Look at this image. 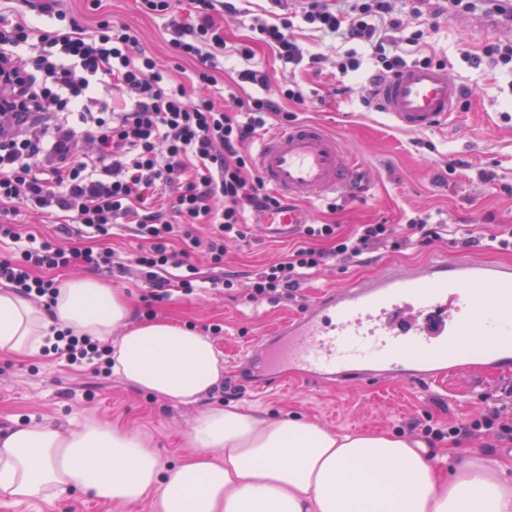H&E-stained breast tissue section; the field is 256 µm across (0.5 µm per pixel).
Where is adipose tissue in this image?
I'll return each mask as SVG.
<instances>
[{
  "label": "adipose tissue",
  "mask_w": 512,
  "mask_h": 512,
  "mask_svg": "<svg viewBox=\"0 0 512 512\" xmlns=\"http://www.w3.org/2000/svg\"><path fill=\"white\" fill-rule=\"evenodd\" d=\"M131 306L91 278L58 284L50 313L0 291V350L34 355L56 330L112 341L113 374L139 390L199 404L224 375L208 336L180 324H130ZM183 462L162 463L134 433L97 422L68 432L0 435V495L54 502L80 491L106 502L155 497L162 512H512V466L432 455L421 442L335 432L258 409H201Z\"/></svg>",
  "instance_id": "1"
}]
</instances>
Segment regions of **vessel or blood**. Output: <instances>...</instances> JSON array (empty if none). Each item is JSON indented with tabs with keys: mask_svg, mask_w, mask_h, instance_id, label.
Wrapping results in <instances>:
<instances>
[{
	"mask_svg": "<svg viewBox=\"0 0 512 512\" xmlns=\"http://www.w3.org/2000/svg\"><path fill=\"white\" fill-rule=\"evenodd\" d=\"M459 88L437 67L411 66L378 87L384 115L398 128L446 124ZM254 165L283 206L258 226L267 239L300 234L304 204L347 187L354 173L341 142L313 122L265 134ZM261 360L266 385L292 372L334 379L433 383L470 368L512 369V268L473 258L435 257L408 272L329 293L244 351Z\"/></svg>",
	"mask_w": 512,
	"mask_h": 512,
	"instance_id": "obj_1",
	"label": "vessel or blood"
}]
</instances>
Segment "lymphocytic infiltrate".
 Returning <instances> with one entry per match:
<instances>
[{"instance_id": "f902f5d3", "label": "lymphocytic infiltrate", "mask_w": 512, "mask_h": 512, "mask_svg": "<svg viewBox=\"0 0 512 512\" xmlns=\"http://www.w3.org/2000/svg\"><path fill=\"white\" fill-rule=\"evenodd\" d=\"M269 2L275 20L254 25V39L292 67L314 69L324 60L297 41L299 21L348 44L338 65L343 75L360 69L361 47L374 62L369 76L374 84L408 66L435 63L426 53L429 30L420 23L428 14L427 0H407L404 9L395 0ZM178 3L140 0V10L168 18L174 63L197 61L186 83L159 67L127 24L103 19L95 29L83 28L68 19L58 0H41V15L54 21L47 28L0 15V71L14 75L21 101L20 110L0 109V242L15 247L13 256L0 259V285L48 308L56 287L42 271L78 262L122 274L132 263L163 300L172 282L193 290L190 249L223 264L225 243L249 239L248 211L281 207L246 147L268 119L296 120L288 106L304 103L302 90L296 84L272 86L254 63L252 49L244 46L239 53L253 66L240 77L262 94L234 98L229 109L216 106V72L227 47L216 16L235 6L232 0H190L193 20L183 23L174 17ZM102 86L113 90L112 101L98 99ZM20 205L80 224L94 238L129 224L142 244L129 262L109 247L75 251L24 236L4 219ZM197 224L209 225V235H194ZM442 227L429 212L404 224H363L352 235L338 233L332 224L307 225L306 242L286 260L253 273L247 298L294 299L309 271L360 261L379 244L423 249L438 240ZM324 240L329 248H321ZM408 427L430 441H469L487 430L512 444V414L501 405L445 429L428 415L412 419Z\"/></svg>"}]
</instances>
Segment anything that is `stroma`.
Instances as JSON below:
<instances>
[{
    "label": "stroma",
    "instance_id": "1",
    "mask_svg": "<svg viewBox=\"0 0 512 512\" xmlns=\"http://www.w3.org/2000/svg\"><path fill=\"white\" fill-rule=\"evenodd\" d=\"M238 14L220 16L228 45L247 43L254 19L263 18L266 0H237ZM61 6L83 27H93L102 17L126 23L141 45L167 62L169 47L166 21L144 14L137 0H62ZM436 30L429 39L431 51L446 59L450 81L470 93L468 105L458 108L449 121L435 129L407 131L392 125L381 113L364 108L360 89L367 83L370 63L349 75H340L336 61L347 47L331 38H321L308 25L299 24L304 44L322 50L326 62L322 74L302 70L289 73L276 59H268L273 83L297 81L306 97L300 120L322 124L336 135L345 151L363 169L359 180L346 191L322 196L307 203L315 224H335L340 232L354 233L362 224H400L414 210H441L450 227L462 225L483 238L465 246L442 238L430 247L392 250L383 248L346 267H331L312 274L303 284L297 301L252 303L243 288L227 291L200 288L187 294L173 288L168 300L152 301L151 290L136 273L121 278L75 264L49 272L54 282L71 278L96 279L127 295L132 303V322L149 316L187 325L195 330L218 325L212 342L224 361V380L209 402L228 408H260L273 418H299L332 431L356 430L409 435V419L430 414L446 425L476 416L485 398H506L512 391V373L468 371L447 376L440 384L382 381L373 385L347 382L341 385H310L291 380L265 391H255L253 373L236 364L238 354L278 323L299 314L323 294L369 281L396 269H408L442 255L448 260L463 256L512 266V252L488 246L487 237L497 225H512V74L477 69L462 62L459 47L479 50L485 43L512 40L493 13L483 8L468 12H443L433 4ZM349 85L346 94L337 93ZM452 161L466 163L465 171L449 174ZM490 169L497 178L480 182V170ZM10 222L23 232L35 234L72 249L92 246L78 225L61 233L55 218L18 209ZM293 241L274 242L257 238L251 245H229L224 262L213 265L200 254L190 261L200 277L239 276L283 259ZM197 407L184 406L137 390L112 375L97 374L90 365L69 364L63 354L18 356L0 352V434L22 427L24 422L68 430L73 423L92 419L138 434L155 448L163 462L176 463L190 457L194 447L188 432ZM0 512H159L155 499L135 503H106L75 491L48 503L33 498L23 503L0 499Z\"/></svg>",
    "mask_w": 512,
    "mask_h": 512
}]
</instances>
